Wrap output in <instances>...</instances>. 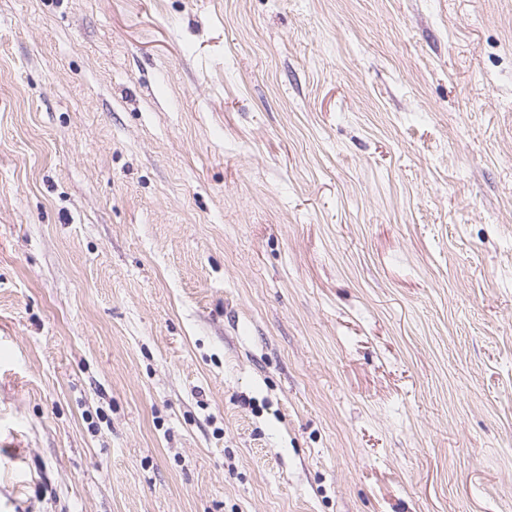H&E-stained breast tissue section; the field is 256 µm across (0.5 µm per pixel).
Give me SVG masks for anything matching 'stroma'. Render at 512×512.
<instances>
[{"instance_id": "1", "label": "stroma", "mask_w": 512, "mask_h": 512, "mask_svg": "<svg viewBox=\"0 0 512 512\" xmlns=\"http://www.w3.org/2000/svg\"><path fill=\"white\" fill-rule=\"evenodd\" d=\"M0 512H512V0H0Z\"/></svg>"}]
</instances>
